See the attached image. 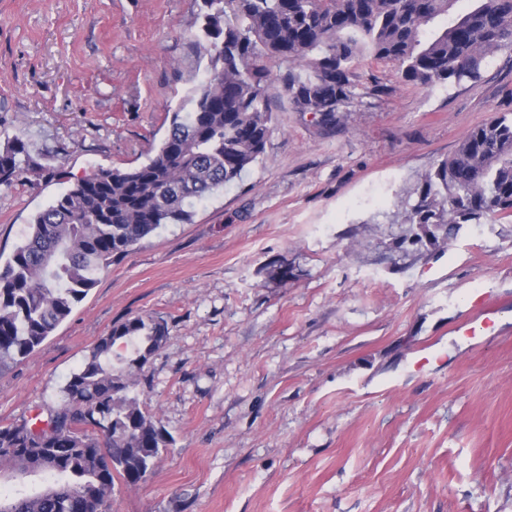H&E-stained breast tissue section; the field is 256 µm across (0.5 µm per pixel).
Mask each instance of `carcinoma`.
<instances>
[{"label":"carcinoma","mask_w":512,"mask_h":512,"mask_svg":"<svg viewBox=\"0 0 512 512\" xmlns=\"http://www.w3.org/2000/svg\"><path fill=\"white\" fill-rule=\"evenodd\" d=\"M204 0L191 40L206 60L147 162L98 168L77 180L29 225L0 265V372L67 319L112 261L163 224H188L194 206L234 184L264 154L272 101L283 90L297 112L333 129L360 97L356 61L399 66L421 87L461 84L489 60L512 55V0ZM263 57L287 65L274 73ZM61 181L17 138L0 148V186L29 177ZM512 217V113L475 127L424 176L405 202L404 224H479ZM166 324L136 317L116 325L68 378L46 426H0V512H108L115 481L138 485L170 444L130 392V375L163 347ZM42 484L28 489L25 481Z\"/></svg>","instance_id":"obj_1"}]
</instances>
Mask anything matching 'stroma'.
Masks as SVG:
<instances>
[{
	"label": "stroma",
	"mask_w": 512,
	"mask_h": 512,
	"mask_svg": "<svg viewBox=\"0 0 512 512\" xmlns=\"http://www.w3.org/2000/svg\"><path fill=\"white\" fill-rule=\"evenodd\" d=\"M203 0H0V146L77 177L132 168L204 68ZM334 129L274 100L264 154L234 185L102 273L0 373V425L57 406L112 327L166 323L132 394L173 441L108 512H512V220L454 236L398 224L402 197L494 113L512 57L422 88L360 59ZM65 189H0V264ZM420 235L416 246L404 237ZM494 291L484 343L457 331Z\"/></svg>",
	"instance_id": "35a3bbf8"
}]
</instances>
